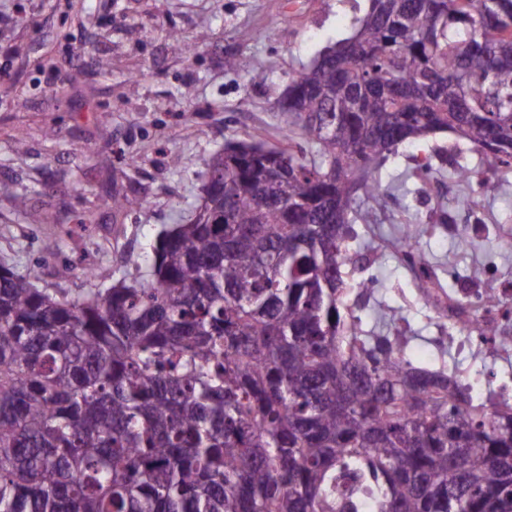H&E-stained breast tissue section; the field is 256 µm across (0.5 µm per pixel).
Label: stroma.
I'll return each instance as SVG.
<instances>
[{
	"instance_id": "obj_1",
	"label": "stroma",
	"mask_w": 512,
	"mask_h": 512,
	"mask_svg": "<svg viewBox=\"0 0 512 512\" xmlns=\"http://www.w3.org/2000/svg\"><path fill=\"white\" fill-rule=\"evenodd\" d=\"M366 0H0V263L37 269L43 288L81 295L87 267L120 278L147 274L157 233L200 202L204 162L228 141L277 148L288 126L278 102L290 77L328 44L347 37ZM183 45L173 46L169 32ZM235 67H227V59ZM24 135L16 146V135ZM478 160L475 145L449 133L402 145L381 171L385 208L356 202L357 240L378 243L359 256L353 277L368 298L414 335L415 361L476 369L467 355L438 354L448 317L426 303L410 267L386 239L425 226L418 245L441 288L492 264L512 289V243L494 237L457 252L455 229L512 225V178L492 189L472 183L478 203L459 208L466 187L449 175L456 155ZM430 163L427 177L418 165ZM121 193L140 207L121 217L104 198ZM59 215L56 224L15 216V198ZM96 224L82 227L85 212ZM61 249H48L51 238Z\"/></svg>"
}]
</instances>
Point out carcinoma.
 <instances>
[{
    "label": "carcinoma",
    "mask_w": 512,
    "mask_h": 512,
    "mask_svg": "<svg viewBox=\"0 0 512 512\" xmlns=\"http://www.w3.org/2000/svg\"><path fill=\"white\" fill-rule=\"evenodd\" d=\"M287 90L283 145L212 155L147 276L73 298L0 266V512H512V408L347 303L354 195L385 205L399 146L512 175V0H369Z\"/></svg>",
    "instance_id": "1"
}]
</instances>
